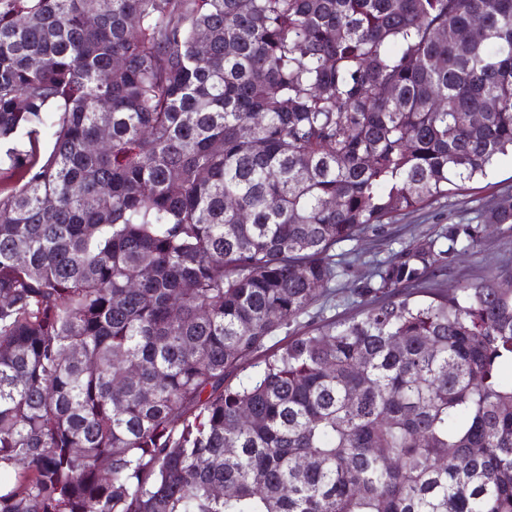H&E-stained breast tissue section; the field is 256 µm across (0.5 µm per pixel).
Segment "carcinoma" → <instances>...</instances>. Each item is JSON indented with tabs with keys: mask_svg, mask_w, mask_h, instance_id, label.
<instances>
[{
	"mask_svg": "<svg viewBox=\"0 0 512 512\" xmlns=\"http://www.w3.org/2000/svg\"><path fill=\"white\" fill-rule=\"evenodd\" d=\"M509 153L512 0H0V512H512V198L292 329ZM512 197V157H501L487 177L468 183L464 190L454 191L448 197L433 201L423 209L398 217L383 232L364 234L358 240L336 245V260L357 259L350 275L340 276L331 284L332 294L320 299L311 309L320 319L344 320L365 304H374L372 296L357 298L350 293L355 276L366 274L369 262L385 260L408 245H417L436 237L450 223L481 222V214L504 197ZM511 268L512 235L498 230L486 231L479 242L456 256L439 284L452 292L478 277Z\"/></svg>",
	"mask_w": 512,
	"mask_h": 512,
	"instance_id": "cac0c4a2",
	"label": "carcinoma"
}]
</instances>
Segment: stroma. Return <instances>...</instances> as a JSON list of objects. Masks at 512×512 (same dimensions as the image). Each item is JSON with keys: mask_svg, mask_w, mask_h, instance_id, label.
<instances>
[{"mask_svg": "<svg viewBox=\"0 0 512 512\" xmlns=\"http://www.w3.org/2000/svg\"><path fill=\"white\" fill-rule=\"evenodd\" d=\"M512 197V157H501L487 177L468 183L465 189L433 201L423 209L398 217L384 231L368 232L353 241L337 244V258L354 261L352 275L338 277L331 294L313 307L321 319L344 320L365 305L350 292L353 276L366 274L370 263L384 260L406 246L436 237L450 223L477 224L482 213L505 197ZM512 268V235L484 232L481 240L461 251L440 279L441 288L453 291L478 277Z\"/></svg>", "mask_w": 512, "mask_h": 512, "instance_id": "1", "label": "stroma"}]
</instances>
